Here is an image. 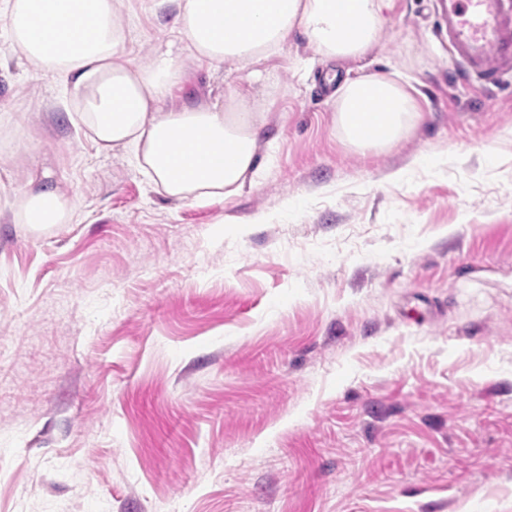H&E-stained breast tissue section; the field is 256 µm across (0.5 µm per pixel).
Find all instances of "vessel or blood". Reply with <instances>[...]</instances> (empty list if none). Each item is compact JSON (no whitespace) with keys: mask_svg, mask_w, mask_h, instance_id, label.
Masks as SVG:
<instances>
[{"mask_svg":"<svg viewBox=\"0 0 512 512\" xmlns=\"http://www.w3.org/2000/svg\"><path fill=\"white\" fill-rule=\"evenodd\" d=\"M448 51L487 85L512 77V0H441Z\"/></svg>","mask_w":512,"mask_h":512,"instance_id":"b4317fda","label":"vessel or blood"}]
</instances>
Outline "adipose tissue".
I'll list each match as a JSON object with an SVG mask.
<instances>
[{
    "label": "adipose tissue",
    "instance_id": "adipose-tissue-1",
    "mask_svg": "<svg viewBox=\"0 0 512 512\" xmlns=\"http://www.w3.org/2000/svg\"><path fill=\"white\" fill-rule=\"evenodd\" d=\"M170 4L185 53L214 68H248L223 104L175 100L183 53L131 62L115 0H0V32L38 73L60 80L62 103L96 152L126 150L162 195L207 201L238 196L265 165L257 98L274 83L273 53L298 30L327 63L363 60L381 42L393 0H157ZM334 109L342 141L361 154L394 149L419 112L410 83L393 73L344 79ZM76 207L45 167L20 189L10 221L39 233L69 223Z\"/></svg>",
    "mask_w": 512,
    "mask_h": 512
}]
</instances>
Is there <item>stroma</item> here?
<instances>
[{"label": "stroma", "mask_w": 512, "mask_h": 512, "mask_svg": "<svg viewBox=\"0 0 512 512\" xmlns=\"http://www.w3.org/2000/svg\"><path fill=\"white\" fill-rule=\"evenodd\" d=\"M119 8L148 63L169 15ZM20 56L0 35V512H512V81H462L438 0L339 69L408 76V137L350 151L292 34L226 202L96 152ZM184 65L205 102L246 77ZM44 159L78 205L32 235L7 206Z\"/></svg>", "instance_id": "35a3bbf8"}]
</instances>
